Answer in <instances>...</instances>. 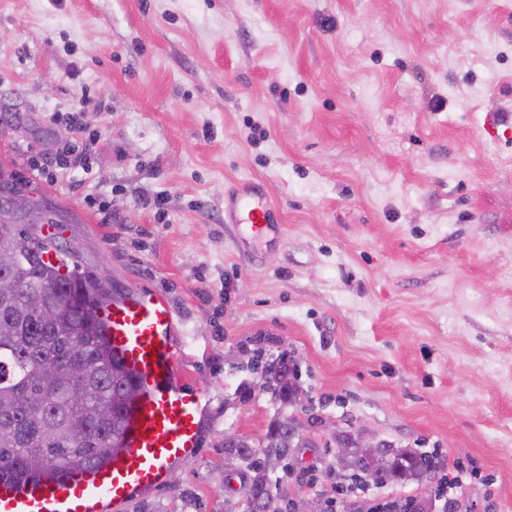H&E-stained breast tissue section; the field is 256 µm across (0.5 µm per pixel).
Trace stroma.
<instances>
[{"label":"stroma","mask_w":512,"mask_h":512,"mask_svg":"<svg viewBox=\"0 0 512 512\" xmlns=\"http://www.w3.org/2000/svg\"><path fill=\"white\" fill-rule=\"evenodd\" d=\"M67 145L83 168L34 169ZM0 161L57 244L182 328L199 447L122 512H245L224 437L288 419L277 505L417 496L339 476L340 430L437 457L434 499L458 464L467 512H512V0H0ZM245 182L277 247L224 222ZM283 357L296 403L252 395Z\"/></svg>","instance_id":"obj_1"}]
</instances>
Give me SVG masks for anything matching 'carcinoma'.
<instances>
[{"instance_id":"obj_1","label":"carcinoma","mask_w":512,"mask_h":512,"mask_svg":"<svg viewBox=\"0 0 512 512\" xmlns=\"http://www.w3.org/2000/svg\"><path fill=\"white\" fill-rule=\"evenodd\" d=\"M25 189L12 172L0 169V251L19 236L28 240L14 265L0 267V279L16 284L0 288V477L17 480L61 477L117 455L127 423L125 389L140 385L112 355L102 320H95L88 333L83 313L45 318L44 308H59L69 296L81 295L99 308L117 289L100 273L80 270L77 262L61 272L75 253L8 209L10 199ZM46 365L80 374V383L71 389L46 387L40 374ZM267 374L282 402H296L298 387L288 364ZM231 447L256 471L252 499L267 497L268 458L286 456L289 446L266 448L262 459L246 440ZM382 447L393 460L396 484L418 482L436 468L426 455L395 451L386 443Z\"/></svg>"}]
</instances>
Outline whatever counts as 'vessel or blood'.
Instances as JSON below:
<instances>
[{"label":"vessel or blood","instance_id":"vessel-or-blood-1","mask_svg":"<svg viewBox=\"0 0 512 512\" xmlns=\"http://www.w3.org/2000/svg\"><path fill=\"white\" fill-rule=\"evenodd\" d=\"M243 237L278 244L282 229L253 187L224 200ZM114 352L138 377L143 393L132 406L125 449L105 465L58 481L0 483V512H117L134 494L163 486L172 465L195 452L202 423L200 394L182 389L175 338L178 323L168 301L129 292L101 307Z\"/></svg>","mask_w":512,"mask_h":512}]
</instances>
